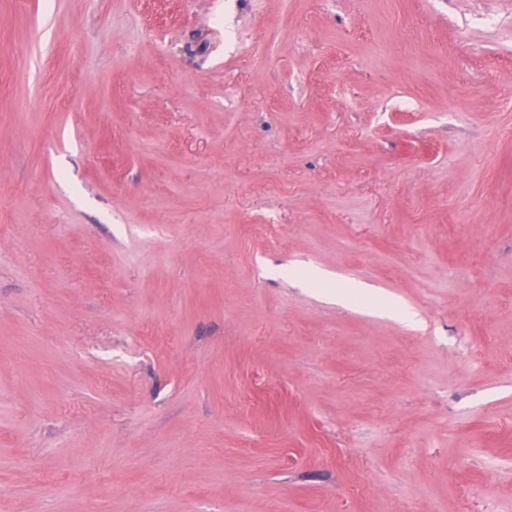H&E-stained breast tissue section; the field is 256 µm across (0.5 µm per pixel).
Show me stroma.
<instances>
[{
    "instance_id": "obj_1",
    "label": "stroma",
    "mask_w": 512,
    "mask_h": 512,
    "mask_svg": "<svg viewBox=\"0 0 512 512\" xmlns=\"http://www.w3.org/2000/svg\"><path fill=\"white\" fill-rule=\"evenodd\" d=\"M0 512H512V0H0Z\"/></svg>"
}]
</instances>
